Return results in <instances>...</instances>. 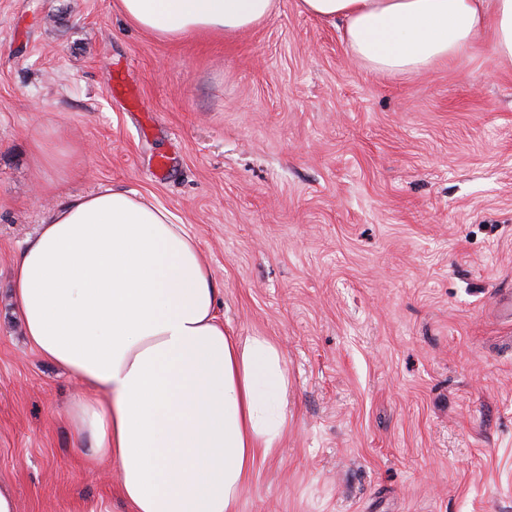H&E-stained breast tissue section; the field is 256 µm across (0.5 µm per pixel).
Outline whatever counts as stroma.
<instances>
[{
  "instance_id": "35a3bbf8",
  "label": "stroma",
  "mask_w": 512,
  "mask_h": 512,
  "mask_svg": "<svg viewBox=\"0 0 512 512\" xmlns=\"http://www.w3.org/2000/svg\"><path fill=\"white\" fill-rule=\"evenodd\" d=\"M113 2L0 0V483L17 512H128L66 418L86 388L11 304L49 209L112 184L187 226L227 333L283 355L288 427L236 512H512V68L481 38L387 78L297 0L176 43ZM55 130L85 148L79 176L32 165Z\"/></svg>"
}]
</instances>
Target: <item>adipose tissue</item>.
I'll list each match as a JSON object with an SVG mask.
<instances>
[{"label":"adipose tissue","mask_w":512,"mask_h":512,"mask_svg":"<svg viewBox=\"0 0 512 512\" xmlns=\"http://www.w3.org/2000/svg\"><path fill=\"white\" fill-rule=\"evenodd\" d=\"M130 24L175 42L232 35L276 0H114ZM341 22L351 54L397 76L454 60L480 36L512 66V0H299ZM35 167L81 172L86 151L33 139ZM186 225L136 191L69 194L13 266L12 305L31 345L93 390L68 411L88 464L115 466L131 512H235L257 455L287 427L283 356L267 336H232Z\"/></svg>","instance_id":"1"}]
</instances>
